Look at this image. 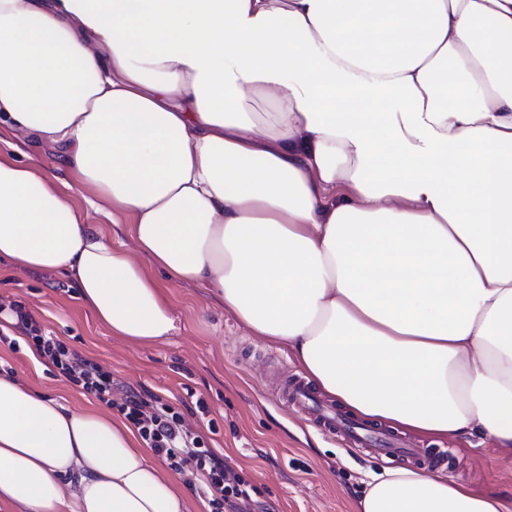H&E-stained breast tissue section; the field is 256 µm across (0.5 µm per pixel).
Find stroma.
<instances>
[{
	"label": "stroma",
	"mask_w": 512,
	"mask_h": 512,
	"mask_svg": "<svg viewBox=\"0 0 512 512\" xmlns=\"http://www.w3.org/2000/svg\"><path fill=\"white\" fill-rule=\"evenodd\" d=\"M176 330L150 345L112 335L85 308L70 278L54 271L19 273L0 263V304L22 303L70 349L111 372L119 384L161 396L205 435L224 461L259 490L270 512H357L367 471L402 459L348 448L280 399L299 369L286 352L254 336L224 310L211 289L162 280ZM79 406L89 394L39 360L25 345L0 344V374ZM204 401L207 414L197 411ZM418 448L448 452L445 470L480 493H512V456L490 445L414 438Z\"/></svg>",
	"instance_id": "35a3bbf8"
}]
</instances>
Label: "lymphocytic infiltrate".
<instances>
[{"instance_id":"obj_1","label":"lymphocytic infiltrate","mask_w":512,"mask_h":512,"mask_svg":"<svg viewBox=\"0 0 512 512\" xmlns=\"http://www.w3.org/2000/svg\"><path fill=\"white\" fill-rule=\"evenodd\" d=\"M13 334L0 336V343L16 348L19 338L32 339L41 359L57 369L85 393L107 406L118 407L138 430L153 452L178 474L199 475L197 488L207 500L210 512H267L257 498L258 490L226 465L202 436L191 434L180 413L163 403L161 397H144L130 387H122L121 399H113L112 376L93 360L69 349L54 336L45 334L35 317L18 303L10 304Z\"/></svg>"}]
</instances>
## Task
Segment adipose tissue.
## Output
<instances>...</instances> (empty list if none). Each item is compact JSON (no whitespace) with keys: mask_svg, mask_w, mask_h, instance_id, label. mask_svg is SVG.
I'll list each match as a JSON object with an SVG mask.
<instances>
[{"mask_svg":"<svg viewBox=\"0 0 512 512\" xmlns=\"http://www.w3.org/2000/svg\"><path fill=\"white\" fill-rule=\"evenodd\" d=\"M1 126L131 216L134 252L0 154V260L112 335L174 332L156 268L355 414L512 454V0H0ZM1 505L188 512L133 427L9 374ZM359 510L512 500L394 467Z\"/></svg>","mask_w":512,"mask_h":512,"instance_id":"adipose-tissue-1","label":"adipose tissue"}]
</instances>
